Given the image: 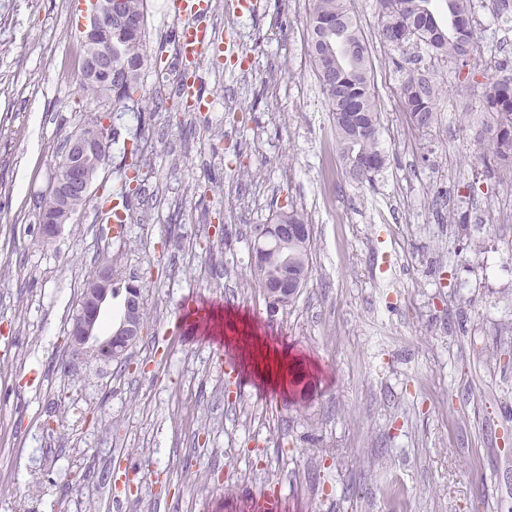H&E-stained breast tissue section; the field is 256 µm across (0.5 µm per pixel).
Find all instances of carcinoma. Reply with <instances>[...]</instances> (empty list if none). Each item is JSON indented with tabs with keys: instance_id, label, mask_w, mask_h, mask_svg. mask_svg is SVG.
Instances as JSON below:
<instances>
[{
	"instance_id": "obj_1",
	"label": "carcinoma",
	"mask_w": 512,
	"mask_h": 512,
	"mask_svg": "<svg viewBox=\"0 0 512 512\" xmlns=\"http://www.w3.org/2000/svg\"><path fill=\"white\" fill-rule=\"evenodd\" d=\"M378 37L387 46H423L465 64L481 44L472 24L473 0H377ZM146 0H124L121 18L112 23V94L107 81H81L91 95L110 97L112 112H126L144 99L141 76L148 62L142 29ZM309 51L323 94L335 123L346 177L356 183L372 181L384 164L379 149V110L373 69L365 41L350 9L349 0H311L308 16ZM403 107L418 131L436 120V93L430 77L400 66ZM479 108L487 121L479 141V159L489 174L512 175V71H499L482 84ZM277 224H295L302 236L288 245V254L276 250L255 263L258 283L273 281L283 269L307 283L310 272L311 227L303 214L291 208L275 214L270 224L255 232L270 234Z\"/></svg>"
}]
</instances>
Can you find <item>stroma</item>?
I'll list each match as a JSON object with an SVG mask.
<instances>
[{
	"mask_svg": "<svg viewBox=\"0 0 512 512\" xmlns=\"http://www.w3.org/2000/svg\"><path fill=\"white\" fill-rule=\"evenodd\" d=\"M207 23L247 65L192 63L191 112L148 87L142 117L113 121L110 158L73 223L41 240L38 199L67 138L101 103L60 64L83 42L72 0H0V512H512V179L478 159L490 53L512 56V23L484 13L482 48L435 73L437 120L412 135L375 0H351L371 47L383 168L372 183H323L331 120L309 56L310 0H210ZM181 21L147 0L150 67H173ZM152 151L130 160L134 136ZM125 231L102 223L125 191ZM294 206L312 226L311 275L271 307L249 254L255 225ZM228 229L218 235L216 224ZM398 240L404 254L383 268ZM137 276L145 333L124 362L72 364L64 337L98 259ZM195 300L244 316L287 350L278 389L233 341L195 339Z\"/></svg>",
	"mask_w": 512,
	"mask_h": 512,
	"instance_id": "1",
	"label": "stroma"
}]
</instances>
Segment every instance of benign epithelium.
Wrapping results in <instances>:
<instances>
[{"instance_id":"1","label":"benign epithelium","mask_w":512,"mask_h":512,"mask_svg":"<svg viewBox=\"0 0 512 512\" xmlns=\"http://www.w3.org/2000/svg\"><path fill=\"white\" fill-rule=\"evenodd\" d=\"M119 0H99L96 10L89 13L84 25L86 42L90 47L88 57V79L102 76L112 79V14ZM112 113L98 116L96 124L70 136L67 150L60 162L59 173L52 182L50 191L57 198V211L41 216L44 238L58 234L63 225L71 223L90 194L97 167L87 163L90 154H98L100 162L109 159L110 127ZM294 228L280 225L279 238L271 242L263 235L256 236L253 249L263 253L268 249L280 250L288 246V236ZM116 281L115 265L106 256L88 277L80 297V320L68 334L67 347L74 360L110 361L124 354L128 346L142 333V324L126 322L106 336L97 332V322L102 310L112 303L113 283Z\"/></svg>"}]
</instances>
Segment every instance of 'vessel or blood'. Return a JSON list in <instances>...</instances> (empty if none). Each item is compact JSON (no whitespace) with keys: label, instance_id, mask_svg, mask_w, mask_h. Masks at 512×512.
Here are the masks:
<instances>
[{"label":"vessel or blood","instance_id":"1","mask_svg":"<svg viewBox=\"0 0 512 512\" xmlns=\"http://www.w3.org/2000/svg\"><path fill=\"white\" fill-rule=\"evenodd\" d=\"M172 8L181 17L183 25L179 32V43L190 59L211 55L217 48H224L229 55H239V47L232 42L218 45L207 22L209 0H172Z\"/></svg>","mask_w":512,"mask_h":512}]
</instances>
